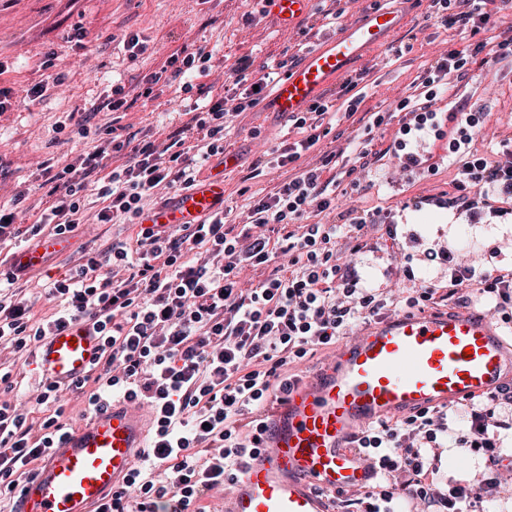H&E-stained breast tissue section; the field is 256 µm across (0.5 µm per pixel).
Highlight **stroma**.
<instances>
[{"label":"stroma","mask_w":512,"mask_h":512,"mask_svg":"<svg viewBox=\"0 0 512 512\" xmlns=\"http://www.w3.org/2000/svg\"><path fill=\"white\" fill-rule=\"evenodd\" d=\"M375 3L315 0L311 17L283 32L263 13L260 0H0V61L9 66L0 84L13 89L11 110L0 113V202L10 199L17 187L29 188L17 221L31 223V208H44L47 202L41 186L43 163L65 162L84 149L79 142L54 144L56 123L74 110L93 122H110L111 113L98 111L97 106L113 79L136 84L158 70L174 50L195 45L214 51L215 70L209 81L219 88L232 81L240 56L250 54L260 62L293 61L300 49L360 22ZM398 7L408 16L405 27L347 71L348 76L363 78L365 112L394 106L410 94L416 78L437 56L472 40L470 31L444 30L430 17L428 0H399ZM329 10L340 14L336 25L321 22ZM78 25L86 34L79 47L67 41ZM127 33L148 38L152 52L130 60L122 42ZM51 49L67 78L43 98L29 100L28 88L41 79L38 63ZM454 94L488 114L474 137V147L498 151L502 136L512 132V56L475 65ZM181 109L180 98L167 90L153 101L137 99L123 112L120 123L135 130L175 124ZM348 126L342 117L322 124L319 142L302 152L301 164L319 162L330 154L337 166L347 164L351 148L340 132ZM397 128L393 118L375 130V144L382 151L379 160L370 170L344 179L336 191L338 213L354 210L368 221L358 252L350 256L362 285L397 296L411 288L446 284L447 264L428 258L429 251L440 249L478 257L488 269L512 267V214L489 215L470 224L448 209L443 201L452 190L455 167L448 162L444 141L431 135L419 139L414 148L422 163L405 171L388 150ZM298 139L296 128L275 114L253 109L233 116L224 145L234 150L236 164L223 171L224 207L231 221H240L249 193L270 192L292 173L288 166L259 172L255 162L281 143ZM136 231L132 224L82 225L68 252L47 255L18 286L38 313H46L49 304L42 288L48 277L71 266L80 248L95 249ZM483 472L480 455L448 447L438 451L439 483L475 482Z\"/></svg>","instance_id":"stroma-1"}]
</instances>
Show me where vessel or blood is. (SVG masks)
I'll list each match as a JSON object with an SVG mask.
<instances>
[{
  "label": "vessel or blood",
  "mask_w": 512,
  "mask_h": 512,
  "mask_svg": "<svg viewBox=\"0 0 512 512\" xmlns=\"http://www.w3.org/2000/svg\"><path fill=\"white\" fill-rule=\"evenodd\" d=\"M266 4L275 25L288 31L312 12L315 0ZM403 25L397 9L374 8L307 50L264 97L262 111L288 117L306 111ZM223 203L218 173L168 207L143 211L138 221L198 224ZM66 246L64 238L47 237L41 250L21 249L10 260L34 267L43 252ZM100 346L91 325L71 324L42 342L33 365L40 376L66 385L85 375ZM511 381L512 340L487 314L454 308L377 319L337 359L267 408L261 451L242 463L214 512H336L337 495L372 476L353 449L366 425L481 397ZM152 421L148 407L114 399L52 449L38 474L21 485L13 512H96L105 495L126 482L137 452L148 445Z\"/></svg>",
  "instance_id": "vessel-or-blood-1"
}]
</instances>
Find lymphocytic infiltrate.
Instances as JSON below:
<instances>
[{
    "label": "lymphocytic infiltrate",
    "mask_w": 512,
    "mask_h": 512,
    "mask_svg": "<svg viewBox=\"0 0 512 512\" xmlns=\"http://www.w3.org/2000/svg\"><path fill=\"white\" fill-rule=\"evenodd\" d=\"M489 0H429L430 16L440 25L458 26L476 35L474 43L440 55L419 76L412 94L395 105L402 119L391 149L403 169L420 163L413 139H447L456 160L455 191L449 207L469 222L484 214L512 211V150L490 155L472 150L473 133L486 115L457 101L448 119L437 121L436 102L481 60L512 55V38L490 36ZM213 54L206 48H181L158 71L144 76L140 97L150 99L155 86L192 92L196 80L211 76ZM233 72L239 94H205L185 106L178 125L117 135L114 125L90 118L57 123L56 133L91 143L60 170L44 166L50 204L27 228L15 224L26 200L19 190L0 203V250L44 227L68 237L85 221V194L99 203L97 223L131 224L146 200L160 191L181 193L197 180V162L224 153L230 115L256 107L258 89L278 71L255 69L251 57L238 59ZM332 104L318 100L293 115L302 140L277 148L274 163L284 167L320 139L318 129ZM343 172L327 166L299 169L275 192L251 196L241 224L229 223L217 210L199 224H154L133 239L112 242L83 253L44 293L53 303L38 317L14 292L24 267L0 277V346L17 357L35 353L52 330L88 323L99 334L100 354L90 373L70 386L45 381L31 395L14 394L10 373L0 372V500L14 498L35 475L38 463L71 428L64 396L83 400L87 412L109 405L114 397L149 407L154 435L142 449L125 487L110 494L98 512H205L204 500L232 483L243 457L260 444L259 414L272 397L287 394L291 364L309 352L333 346L359 324L388 307L386 292L365 288L352 262L337 249L340 239L354 240L364 218L348 224L322 222L336 209ZM448 264L445 297L467 308L476 301L494 308L512 305V270L477 271L444 252ZM269 267L268 276L244 285L246 269ZM53 406L35 419L33 409ZM464 413L467 427L458 447L483 455L484 474L476 484L441 488L431 474L435 449L448 439V419ZM512 434V391L421 411L394 423L361 431L359 455L371 461L373 481L354 492L357 512H404L403 503L420 502L432 512H480L508 467L499 437Z\"/></svg>",
    "instance_id": "f902f5d3"
}]
</instances>
